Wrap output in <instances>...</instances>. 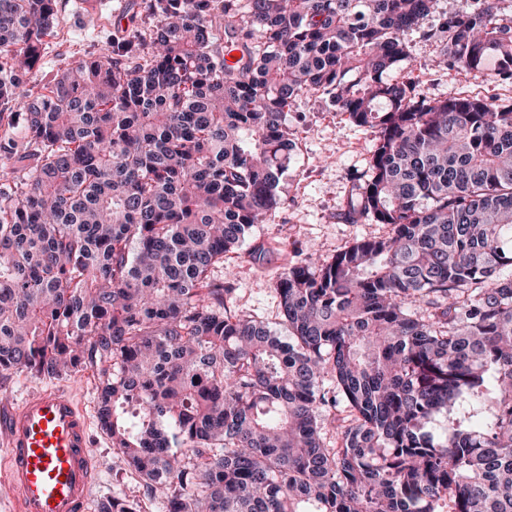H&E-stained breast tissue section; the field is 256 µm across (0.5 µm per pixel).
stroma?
Instances as JSON below:
<instances>
[{"label": "stroma", "instance_id": "1", "mask_svg": "<svg viewBox=\"0 0 512 512\" xmlns=\"http://www.w3.org/2000/svg\"><path fill=\"white\" fill-rule=\"evenodd\" d=\"M129 0H59L56 35L48 39L39 69L23 76V89L43 92L61 70L75 65L112 36V27ZM433 19L409 33L410 59L403 74L415 81L418 93L441 98L451 93L512 101V80L484 83L456 68H438L433 60L442 49L441 37L432 35ZM296 133L298 148L282 182L281 203L271 220L255 225L235 253L217 269L218 277L233 290L230 308L240 315L263 321L276 335L287 336L282 323L273 277L285 263L299 258L308 248L328 258L354 239L381 233L378 224H350L342 219L352 182L368 173L374 135L351 124L347 116L324 101L303 98L287 115ZM271 244L265 264L253 263L254 244ZM72 388L91 418L92 452L97 478L86 512H99L113 496L139 499V478L112 449L102 430L98 412L99 379L86 369L60 377Z\"/></svg>", "mask_w": 512, "mask_h": 512}]
</instances>
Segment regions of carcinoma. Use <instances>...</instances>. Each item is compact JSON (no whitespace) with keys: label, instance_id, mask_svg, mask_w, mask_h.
Here are the masks:
<instances>
[{"label":"carcinoma","instance_id":"cac0c4a2","mask_svg":"<svg viewBox=\"0 0 512 512\" xmlns=\"http://www.w3.org/2000/svg\"><path fill=\"white\" fill-rule=\"evenodd\" d=\"M437 2L142 0L33 95L58 0H0V112L25 113L0 137V375L95 369L164 512H512V103L390 77L435 16L441 63L511 80L512 13ZM303 97L376 130L344 217L386 233L278 273L284 341L214 271L278 208Z\"/></svg>","mask_w":512,"mask_h":512}]
</instances>
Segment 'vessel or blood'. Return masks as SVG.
Segmentation results:
<instances>
[{"label":"vessel or blood","mask_w":512,"mask_h":512,"mask_svg":"<svg viewBox=\"0 0 512 512\" xmlns=\"http://www.w3.org/2000/svg\"><path fill=\"white\" fill-rule=\"evenodd\" d=\"M89 427L63 388L0 410V479L16 492L15 512H85L96 474Z\"/></svg>","instance_id":"vessel-or-blood-1"}]
</instances>
